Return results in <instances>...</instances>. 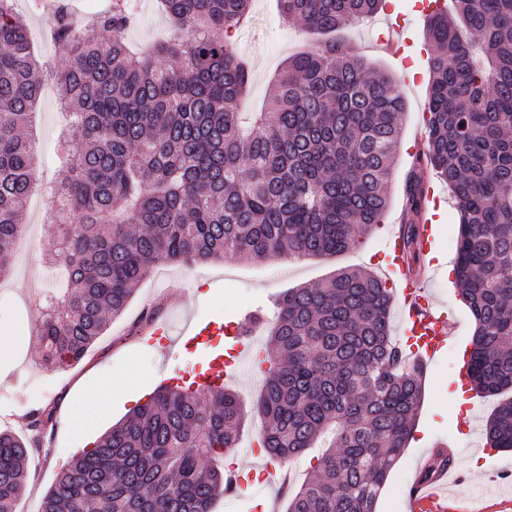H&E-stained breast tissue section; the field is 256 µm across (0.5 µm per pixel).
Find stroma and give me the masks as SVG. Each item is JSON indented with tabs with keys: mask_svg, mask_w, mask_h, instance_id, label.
Returning a JSON list of instances; mask_svg holds the SVG:
<instances>
[{
	"mask_svg": "<svg viewBox=\"0 0 512 512\" xmlns=\"http://www.w3.org/2000/svg\"><path fill=\"white\" fill-rule=\"evenodd\" d=\"M136 2L140 22L129 32L128 39L134 48L140 49L164 37L169 21L156 0ZM388 2V9L341 34L373 66L394 76L405 100L396 167L388 188V210L380 226L361 237L353 249L316 259L275 256L248 263L227 257L192 268L158 266L137 285L125 312L110 321L104 335L82 361L48 370L40 364L34 343L42 297L48 289L61 285L48 268L45 256L57 226L42 211L39 198H29L24 222L31 229L30 246L17 250L11 273L0 278V337L11 339L8 351L0 352V429L24 431L28 411L45 405L53 407L54 421L44 432L42 446L32 459L17 512H39L46 492L74 455L93 447L112 424L136 405L145 403L165 373L204 362V352L179 348L163 352L137 334L134 325L144 310L159 309L167 320L177 324L190 312L218 323L240 322L247 312L258 308L273 314L274 300L279 294L320 283L337 269L384 273L389 234L422 219L421 214L407 211L405 188L409 171L423 148L418 137L425 130L423 112L429 90L427 59L415 58L418 78L406 81L399 59L379 42L380 36L387 34L390 22L402 15L410 24L415 46H425V17L414 11L415 0ZM53 4L54 0H15L16 11L28 22L35 52L45 64L53 57V47L43 37ZM316 41V36L301 23L282 19L275 0H252L250 24L234 30L231 37L236 52L248 58L252 67L247 111L257 112L264 106L269 82L283 60ZM62 124L56 91L53 86H45L37 106L32 139L39 179L46 188L59 168L57 148ZM422 177L424 185L432 187L441 200L440 218L434 224L438 263L427 273L425 284L437 301L450 307L457 326L451 331L453 339L448 349L423 367L424 390L414 433L388 477L377 512H409V489L439 443L447 444L453 451L451 473L455 481L448 486V512H512V481L501 479L502 474H512V452L489 449L485 435L495 398H480L475 407L467 402L459 406L454 403L458 360L471 341L475 321L455 286V202L447 184L434 170L423 169ZM91 414L95 415L96 423L83 434L64 429L65 416L81 421ZM259 431V420L247 418L238 441L236 465L243 475L250 477L251 492L219 498L213 512H287L286 489L261 481L265 461L249 453Z\"/></svg>",
	"mask_w": 512,
	"mask_h": 512,
	"instance_id": "1",
	"label": "stroma"
}]
</instances>
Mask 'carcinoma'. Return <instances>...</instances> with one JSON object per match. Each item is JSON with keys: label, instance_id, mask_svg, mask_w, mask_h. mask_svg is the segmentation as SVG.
<instances>
[{"label": "carcinoma", "instance_id": "obj_1", "mask_svg": "<svg viewBox=\"0 0 512 512\" xmlns=\"http://www.w3.org/2000/svg\"><path fill=\"white\" fill-rule=\"evenodd\" d=\"M170 37L131 53L132 0L86 22L56 0L43 67L14 0H0V277L36 186L27 130L45 77L65 123L48 209L59 234L49 263L66 288L43 297L37 353L47 370L83 360L160 264L226 257L336 255L382 223L405 103L396 81L334 40L288 57L264 111L239 107L248 64L225 35L251 21L252 0H160ZM285 19L323 35L379 14L385 0H277ZM426 20L433 47L426 161L459 211L455 283L476 329L468 379L482 396L512 392V0H455ZM418 178L406 192L421 210ZM394 291L373 272L338 269L282 293L251 411L261 441L294 458L327 430L288 512H376L412 434L420 369L391 336ZM246 412L225 389L202 397L160 388L84 450L44 496L41 512H212L233 480L215 464L237 447ZM50 408L23 434L0 431V512H16ZM512 449V399L485 427ZM438 454L420 473L449 469Z\"/></svg>", "mask_w": 512, "mask_h": 512}]
</instances>
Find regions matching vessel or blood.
<instances>
[{
    "instance_id": "b4317fda",
    "label": "vessel or blood",
    "mask_w": 512,
    "mask_h": 512,
    "mask_svg": "<svg viewBox=\"0 0 512 512\" xmlns=\"http://www.w3.org/2000/svg\"><path fill=\"white\" fill-rule=\"evenodd\" d=\"M388 270L398 277V299L405 324V334L413 353L433 359L439 356L450 341L449 329L453 324L452 314L439 308L430 296L422 277L407 273L405 242L402 235H393ZM152 343L162 348L180 345L191 351L203 350L208 354L204 364L189 369L174 377L178 386L190 385L210 389L223 386L228 375L237 370L240 362L247 360L255 348L253 341L242 335L236 327L186 315L179 328L168 322H153L143 330Z\"/></svg>"
}]
</instances>
